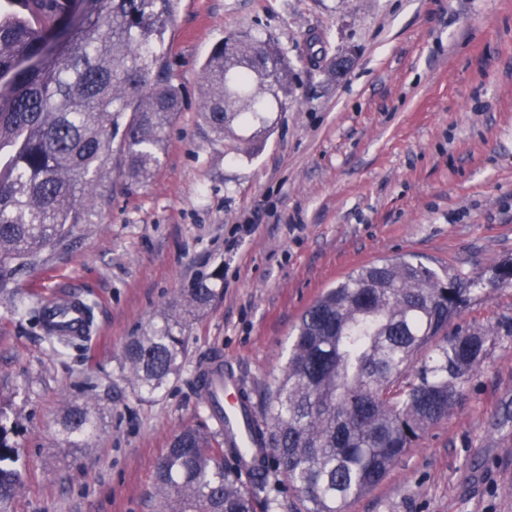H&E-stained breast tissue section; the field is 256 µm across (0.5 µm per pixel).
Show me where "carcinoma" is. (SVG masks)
Here are the masks:
<instances>
[{"label":"carcinoma","mask_w":512,"mask_h":512,"mask_svg":"<svg viewBox=\"0 0 512 512\" xmlns=\"http://www.w3.org/2000/svg\"><path fill=\"white\" fill-rule=\"evenodd\" d=\"M0 0V291L48 250L89 223L99 188L112 177L119 141L127 178L158 163L180 90L159 79L168 0ZM202 118L219 138L233 122L263 125L293 94V69L268 41L231 35L202 67ZM481 280L444 281L409 260L351 272L302 314L288 363L268 390L263 423L243 449L223 433L187 428L169 444L154 488L162 512H279L271 495L285 481L297 512H345L401 462L424 430L447 418L463 382L486 357L493 329L448 324ZM218 296L201 277L181 306L206 310ZM49 333L61 352L82 345ZM184 326L167 309L127 342L121 371L152 397L186 359ZM100 423L92 403H68L55 422L56 447L88 448ZM9 418L0 412V507L23 473Z\"/></svg>","instance_id":"carcinoma-1"}]
</instances>
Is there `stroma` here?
<instances>
[{
    "instance_id": "1",
    "label": "stroma",
    "mask_w": 512,
    "mask_h": 512,
    "mask_svg": "<svg viewBox=\"0 0 512 512\" xmlns=\"http://www.w3.org/2000/svg\"><path fill=\"white\" fill-rule=\"evenodd\" d=\"M163 78L183 104L143 182L121 165L64 246L0 295V406L23 482L5 512H160L157 467L174 434L216 423L199 387L208 362L254 413L288 359L303 311L355 269L412 259L441 278L489 277L512 259V0H171ZM276 43L297 73L287 107L251 153L250 129L204 124L201 66L229 34ZM344 77L306 61L309 35ZM254 224L251 234L238 225ZM220 273L187 315L180 374L141 397L126 342L184 289ZM76 297L94 306L84 352L52 351L21 313ZM512 288L470 300L458 324L497 335L459 405L347 512H512ZM96 397L92 446L70 456L53 423Z\"/></svg>"
}]
</instances>
